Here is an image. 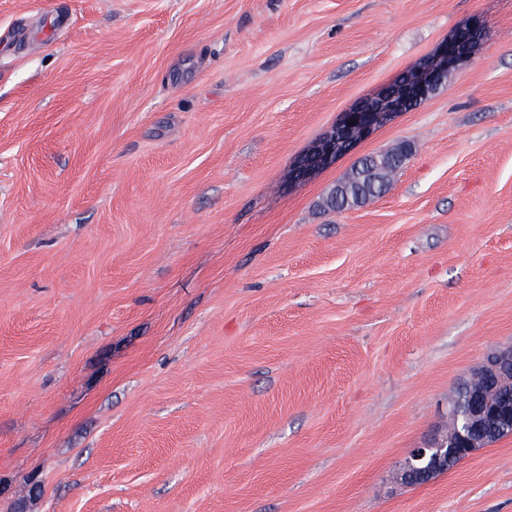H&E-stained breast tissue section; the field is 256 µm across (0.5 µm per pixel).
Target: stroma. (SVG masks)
Masks as SVG:
<instances>
[{
  "instance_id": "stroma-1",
  "label": "stroma",
  "mask_w": 512,
  "mask_h": 512,
  "mask_svg": "<svg viewBox=\"0 0 512 512\" xmlns=\"http://www.w3.org/2000/svg\"><path fill=\"white\" fill-rule=\"evenodd\" d=\"M55 12L0 43V512H512V435L400 478L512 346V0H0V35ZM474 23L432 100L294 180Z\"/></svg>"
}]
</instances>
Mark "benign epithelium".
I'll return each instance as SVG.
<instances>
[{
	"mask_svg": "<svg viewBox=\"0 0 512 512\" xmlns=\"http://www.w3.org/2000/svg\"><path fill=\"white\" fill-rule=\"evenodd\" d=\"M471 58L472 44L466 31L461 30L422 64L403 72L383 91L362 99L344 112L335 131L300 160L295 178L305 180L329 167L357 142L368 138L398 114L428 102L450 75L468 67ZM392 174L381 160L369 171L355 173L345 182L363 179L376 183L390 179ZM507 382H512V347L495 350L475 370L467 406L461 410L449 409L455 421L454 432L423 448L411 449L404 462L403 476L437 474L445 469L448 452L469 456L477 447L478 438L488 430L511 431L512 395L504 393L497 402L486 400L487 393L500 389Z\"/></svg>",
	"mask_w": 512,
	"mask_h": 512,
	"instance_id": "obj_1",
	"label": "benign epithelium"
}]
</instances>
